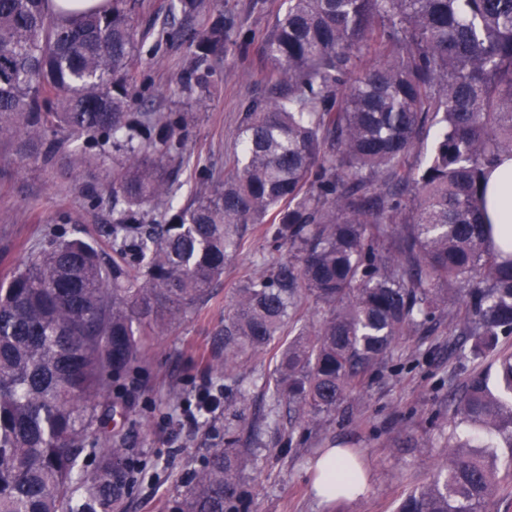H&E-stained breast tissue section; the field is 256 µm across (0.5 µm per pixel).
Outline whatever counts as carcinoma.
<instances>
[{
  "label": "carcinoma",
  "mask_w": 512,
  "mask_h": 512,
  "mask_svg": "<svg viewBox=\"0 0 512 512\" xmlns=\"http://www.w3.org/2000/svg\"><path fill=\"white\" fill-rule=\"evenodd\" d=\"M144 7L0 0V137L47 163L63 148L78 174L117 157L83 187L93 205L112 196V256L51 239L0 282V512H121L143 463L112 436V384L151 337L211 299L250 226L292 256L237 289L216 369L235 377L312 301L270 395L296 423L335 412L398 337L428 332L466 293L455 329L474 357L493 353L497 380L466 384L454 419L470 435L396 512H486L498 454L480 434L512 456V352L497 349L512 335V255L490 243L482 186L512 155V0H288L265 39V88L238 128L234 175L197 169L175 210L171 162H190L189 120L147 107ZM202 8L172 6L186 18ZM234 32L245 50L222 9L200 30L164 21L148 53L170 36L194 48L174 93L202 108L224 80L210 58ZM428 124L437 137L417 167L409 157ZM251 454L228 427L174 512H243Z\"/></svg>",
  "instance_id": "carcinoma-1"
}]
</instances>
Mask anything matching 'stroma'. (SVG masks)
Here are the masks:
<instances>
[{
    "label": "stroma",
    "mask_w": 512,
    "mask_h": 512,
    "mask_svg": "<svg viewBox=\"0 0 512 512\" xmlns=\"http://www.w3.org/2000/svg\"><path fill=\"white\" fill-rule=\"evenodd\" d=\"M285 5L286 0H223L251 42L246 54L231 45L212 58L224 81L211 90L205 108L172 93L193 61L187 44L174 40L162 45L157 58L142 59L154 79V110L189 113L188 154L223 164L224 175L232 173L223 160L235 147L245 105L263 88L265 36ZM98 178L95 168L73 173L60 153L48 166L39 157L21 158L13 139H0V281L8 280L34 248L46 245L49 234L106 245L103 229L112 220V202L102 199L90 210L82 195L83 185ZM65 211L83 212V223H57ZM288 257L287 248L271 249L260 233H248L214 284L210 301L168 335L152 338L139 373L113 385L112 394L123 400L127 414L112 432L136 448L145 465L124 512H173L193 472L211 449L223 446L228 424L237 427L242 442L260 446L247 470V512H394L402 496L428 482L447 459L453 400L490 365L459 350L452 317L465 307L461 298L439 316L429 335L401 337L392 361L367 377L361 395L320 424L291 431L284 406L276 419H269L267 382L279 350L273 344L242 362L238 376L248 393L245 405L222 401L195 430L180 428L165 400L167 390L179 388L189 399L200 385L216 380L211 365L224 354L220 331L235 290L262 263ZM330 448L357 457L368 479L365 494L331 502L317 496L312 464Z\"/></svg>",
    "instance_id": "1"
}]
</instances>
